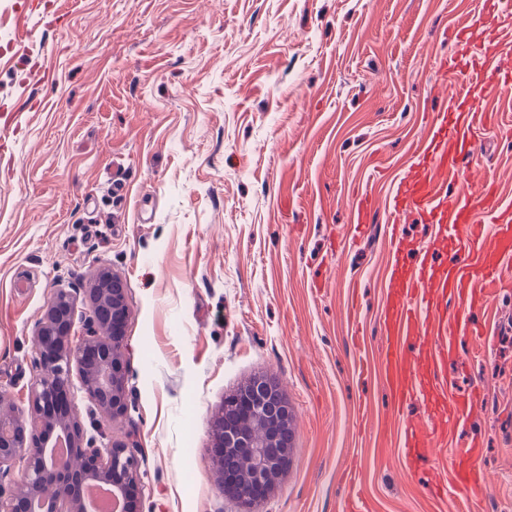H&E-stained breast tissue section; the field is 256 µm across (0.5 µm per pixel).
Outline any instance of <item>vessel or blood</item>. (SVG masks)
<instances>
[{
    "label": "vessel or blood",
    "instance_id": "1",
    "mask_svg": "<svg viewBox=\"0 0 512 512\" xmlns=\"http://www.w3.org/2000/svg\"><path fill=\"white\" fill-rule=\"evenodd\" d=\"M511 46V23L505 24L503 36L480 47L473 44L471 26L456 30L453 51L442 64L454 78L448 105L433 113L416 169L392 196L385 224L391 243H398L401 218L410 211L443 229L452 245L446 262L437 264L423 256L414 267L394 266L392 297L383 314L385 341L377 361L398 403L430 398L431 389L419 381L418 368L447 363L458 337L484 340L486 332L470 319V312L512 288V205L499 200L494 186L486 182L464 195L442 190L448 181L466 174L476 131L499 124L497 114L483 109L482 98L489 91L512 93V70L499 65ZM413 336L427 337L428 344L411 358L402 345ZM481 399V389L475 388L428 416L405 422L402 446L408 464L427 460L436 440L465 423ZM480 453L479 442L473 441L452 454L447 468L428 482V496L454 499L459 508L479 501L486 490L475 465Z\"/></svg>",
    "mask_w": 512,
    "mask_h": 512
}]
</instances>
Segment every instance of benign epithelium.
Segmentation results:
<instances>
[{
    "label": "benign epithelium",
    "instance_id": "benign-epithelium-1",
    "mask_svg": "<svg viewBox=\"0 0 512 512\" xmlns=\"http://www.w3.org/2000/svg\"><path fill=\"white\" fill-rule=\"evenodd\" d=\"M127 315L123 282L108 268L94 272L81 288L53 293L34 331L41 372L31 386L27 420L0 416V476L23 464L13 488L0 490V512H33L31 504L41 496L49 512H89L81 492L90 481L110 485L112 497L128 505L138 481L135 444L103 453L85 438L74 407L53 413L75 372L96 409L110 420L124 414ZM78 318L83 332L75 338ZM213 434L222 490L251 512L292 453L294 410L280 382L257 377L241 387L224 403Z\"/></svg>",
    "mask_w": 512,
    "mask_h": 512
}]
</instances>
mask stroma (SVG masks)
I'll return each instance as SVG.
<instances>
[{
	"label": "stroma",
	"instance_id": "1",
	"mask_svg": "<svg viewBox=\"0 0 512 512\" xmlns=\"http://www.w3.org/2000/svg\"><path fill=\"white\" fill-rule=\"evenodd\" d=\"M485 0H0V410L27 409L33 331L55 289L100 267L125 286L128 411L69 399L104 449L134 439L135 512H238L218 484L213 423L241 386L281 381L287 468L252 512H344L349 452L371 512H440L410 472L375 358L396 185L413 171L453 26ZM512 201V138L478 133L469 184ZM376 217L355 233L354 198ZM439 389L485 398L487 496L512 512V290L473 315Z\"/></svg>",
	"mask_w": 512,
	"mask_h": 512
}]
</instances>
